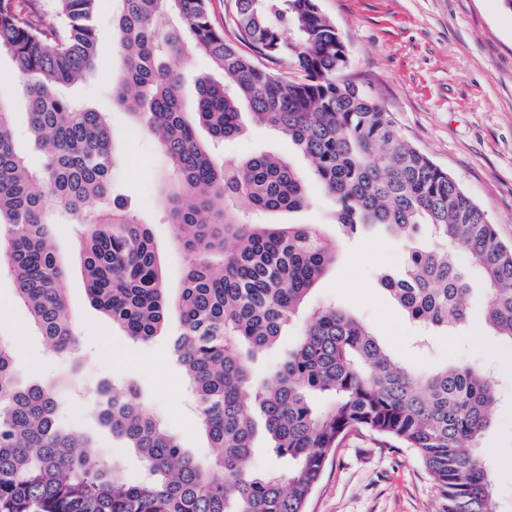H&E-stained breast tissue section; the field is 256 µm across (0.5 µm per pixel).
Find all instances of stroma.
Here are the masks:
<instances>
[{
	"mask_svg": "<svg viewBox=\"0 0 512 512\" xmlns=\"http://www.w3.org/2000/svg\"><path fill=\"white\" fill-rule=\"evenodd\" d=\"M349 51L346 75L391 112L403 134L487 212L499 237L512 243V13L501 0H319ZM117 0H101L102 33L98 76L71 90L86 106L104 112L124 158L112 181L149 224L159 249L169 295L179 291L186 264L159 203L167 162L154 139L112 106L109 76L122 58L109 37ZM0 92L13 109V132L31 165L40 156L28 138L25 96L11 61L0 56ZM243 130L219 149L227 160L268 152L297 167L305 162L290 141L243 116ZM329 198L311 187L307 206L274 215L279 224H317L337 238L326 221ZM52 236L68 266L67 312L79 327L80 352H50L15 299L8 269H0V339L20 340L15 352L19 381L55 382L63 424L95 437L101 454L124 467L127 480L142 471L131 449L113 439L98 421L110 388L135 386L147 411L176 434L183 447L201 457L207 442L168 351L167 336L135 343L95 310L87 297L78 262L80 228L56 213ZM405 247L396 237L371 233L348 243L336 265L314 289L309 304L332 302L364 321L404 364L432 371L450 363L493 368L499 386L492 423L479 442L487 463L497 512H512V344L483 324L486 291L471 269L470 319L454 331L421 337L402 309L378 287L381 271L400 270ZM436 490L419 459L406 448H384L373 438H350L337 449L313 492L307 512H439Z\"/></svg>",
	"mask_w": 512,
	"mask_h": 512,
	"instance_id": "stroma-1",
	"label": "stroma"
}]
</instances>
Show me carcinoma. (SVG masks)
Listing matches in <instances>:
<instances>
[{
	"mask_svg": "<svg viewBox=\"0 0 512 512\" xmlns=\"http://www.w3.org/2000/svg\"><path fill=\"white\" fill-rule=\"evenodd\" d=\"M19 2L0 0V55L25 82L28 129L43 160L35 168L17 150L12 109L0 100V265L43 343L71 352L79 331L51 237L53 215L69 214L83 227L79 263L93 307L141 343L177 316L171 352L211 453L192 456L137 393L113 395L98 420L140 459L144 476L127 481L97 455L93 437L60 423L53 385L18 383L17 344L0 339V512H306L328 461L354 435L413 451L440 512H494L474 448L496 397L484 369L416 371L365 323L328 305L309 311L275 371L260 383L252 376L253 355L297 321L337 247L317 224L261 222L304 207L307 178L294 165L268 153L232 161L213 153L212 143L241 132L243 107L309 162L345 238L383 227L407 243L403 273L380 283L414 323L432 330L466 320L470 288L454 261L463 247L483 275L485 325L512 341V245L391 113L343 77L347 47L319 0H234V42L212 23L209 0H120L112 39L123 70L112 103L155 137L171 173L165 215L187 258L174 299L148 226L113 196L119 157L105 115L67 95L96 76L100 0H54L38 18ZM190 48L218 76L200 78L189 102L162 60ZM255 409L285 472L251 469Z\"/></svg>",
	"mask_w": 512,
	"mask_h": 512,
	"instance_id": "1",
	"label": "carcinoma"
}]
</instances>
